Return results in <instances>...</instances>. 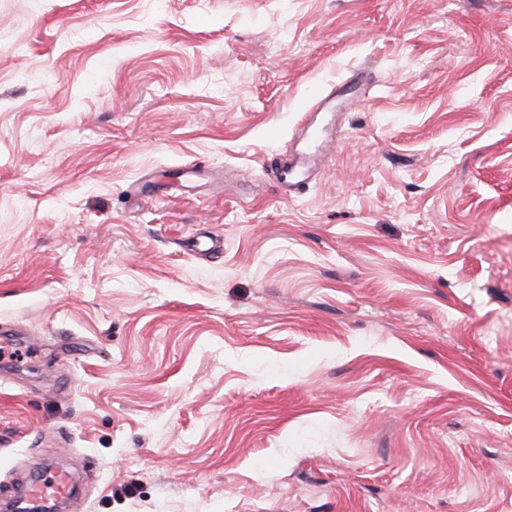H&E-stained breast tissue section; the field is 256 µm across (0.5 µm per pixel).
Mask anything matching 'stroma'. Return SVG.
<instances>
[{
    "instance_id": "1",
    "label": "stroma",
    "mask_w": 512,
    "mask_h": 512,
    "mask_svg": "<svg viewBox=\"0 0 512 512\" xmlns=\"http://www.w3.org/2000/svg\"><path fill=\"white\" fill-rule=\"evenodd\" d=\"M59 471L512 512V0H0V512ZM368 85V80L364 75L356 73L349 77L345 82L336 87L335 85L320 91L317 95V103L319 107L332 105L340 100L344 95H347L351 89L355 91H363ZM310 150L299 151L283 160L279 168L278 190L284 197L291 196L313 174Z\"/></svg>"
}]
</instances>
